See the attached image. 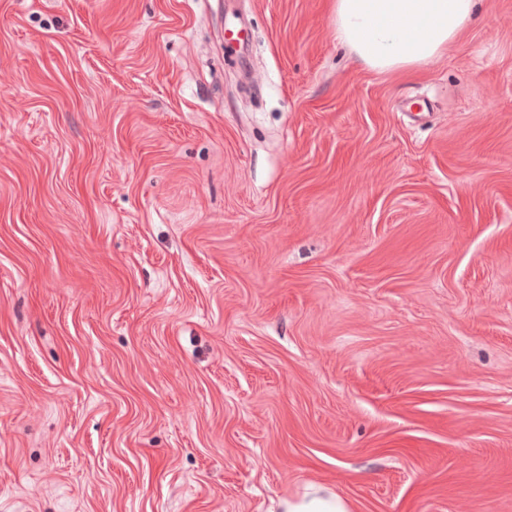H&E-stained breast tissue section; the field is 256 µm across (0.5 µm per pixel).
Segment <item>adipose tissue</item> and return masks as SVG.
<instances>
[{
	"label": "adipose tissue",
	"instance_id": "adipose-tissue-1",
	"mask_svg": "<svg viewBox=\"0 0 512 512\" xmlns=\"http://www.w3.org/2000/svg\"><path fill=\"white\" fill-rule=\"evenodd\" d=\"M477 0H331L341 43L369 69L434 62L472 21Z\"/></svg>",
	"mask_w": 512,
	"mask_h": 512
}]
</instances>
